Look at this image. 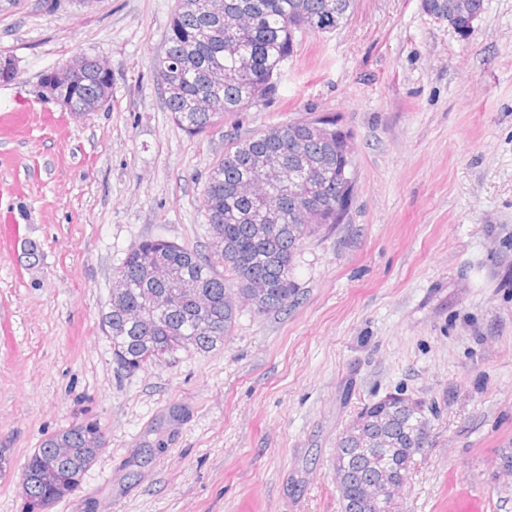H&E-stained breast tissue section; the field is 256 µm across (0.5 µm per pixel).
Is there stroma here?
Wrapping results in <instances>:
<instances>
[{
	"label": "stroma",
	"instance_id": "35a3bbf8",
	"mask_svg": "<svg viewBox=\"0 0 512 512\" xmlns=\"http://www.w3.org/2000/svg\"><path fill=\"white\" fill-rule=\"evenodd\" d=\"M176 0H0V512L48 435L106 444L47 512H340L336 441L397 391L434 412L406 512H512V0L466 31L423 0H356L299 36L276 95L187 135L153 63ZM84 54L112 99L65 112L42 74ZM27 111H19V102ZM353 135L344 221L304 244L288 310L242 308L223 347L119 373L101 312L146 238L209 253L202 194L233 139L311 115Z\"/></svg>",
	"mask_w": 512,
	"mask_h": 512
}]
</instances>
